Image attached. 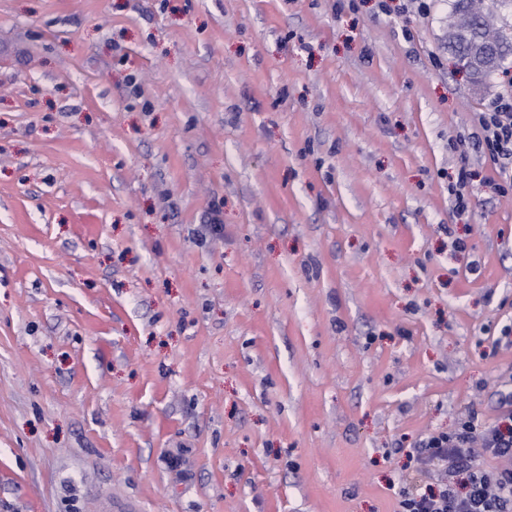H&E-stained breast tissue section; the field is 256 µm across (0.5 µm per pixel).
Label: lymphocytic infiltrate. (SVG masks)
Returning <instances> with one entry per match:
<instances>
[{
	"label": "lymphocytic infiltrate",
	"mask_w": 512,
	"mask_h": 512,
	"mask_svg": "<svg viewBox=\"0 0 512 512\" xmlns=\"http://www.w3.org/2000/svg\"><path fill=\"white\" fill-rule=\"evenodd\" d=\"M475 145L481 146L501 182L512 185V90L501 93L488 110L474 113ZM500 418L486 422L470 416L452 433L429 436L411 456L429 483L400 492L399 512H512V466L484 469L473 455L512 458V393L501 402Z\"/></svg>",
	"instance_id": "f902f5d3"
}]
</instances>
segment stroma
<instances>
[{
    "instance_id": "obj_1",
    "label": "stroma",
    "mask_w": 512,
    "mask_h": 512,
    "mask_svg": "<svg viewBox=\"0 0 512 512\" xmlns=\"http://www.w3.org/2000/svg\"><path fill=\"white\" fill-rule=\"evenodd\" d=\"M379 1L0 0V512H397L496 417L512 70ZM472 133L495 166L499 180L512 186V90L501 93L490 109L474 112Z\"/></svg>"
}]
</instances>
